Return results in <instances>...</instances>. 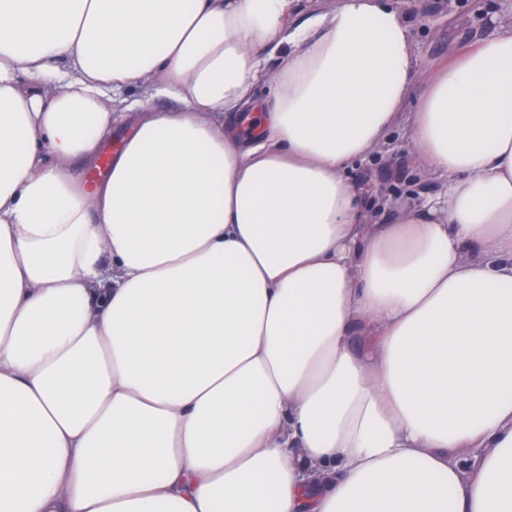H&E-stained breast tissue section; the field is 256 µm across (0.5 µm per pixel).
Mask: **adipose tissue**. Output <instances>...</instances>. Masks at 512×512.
Segmentation results:
<instances>
[{
    "mask_svg": "<svg viewBox=\"0 0 512 512\" xmlns=\"http://www.w3.org/2000/svg\"><path fill=\"white\" fill-rule=\"evenodd\" d=\"M495 25L425 74L393 0H0V512H512ZM402 112L447 191L374 226Z\"/></svg>",
    "mask_w": 512,
    "mask_h": 512,
    "instance_id": "ef3b65f1",
    "label": "adipose tissue"
}]
</instances>
